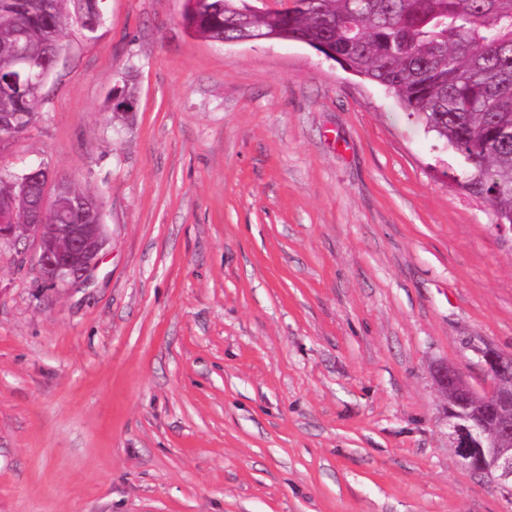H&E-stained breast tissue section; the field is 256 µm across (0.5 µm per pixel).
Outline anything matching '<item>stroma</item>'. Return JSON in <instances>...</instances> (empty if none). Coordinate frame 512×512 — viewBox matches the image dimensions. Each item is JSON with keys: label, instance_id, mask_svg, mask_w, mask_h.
Here are the masks:
<instances>
[{"label": "stroma", "instance_id": "1", "mask_svg": "<svg viewBox=\"0 0 512 512\" xmlns=\"http://www.w3.org/2000/svg\"><path fill=\"white\" fill-rule=\"evenodd\" d=\"M183 7L105 0L0 143L109 237L58 288L0 248V512H512L434 380L488 392L473 345L512 353V237L460 157L313 48L196 39Z\"/></svg>", "mask_w": 512, "mask_h": 512}]
</instances>
